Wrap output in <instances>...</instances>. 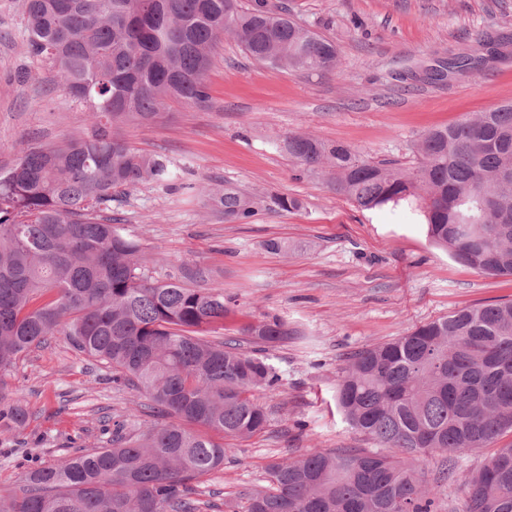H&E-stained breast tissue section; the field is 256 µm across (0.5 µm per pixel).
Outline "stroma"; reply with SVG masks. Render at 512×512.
Listing matches in <instances>:
<instances>
[{
	"label": "stroma",
	"mask_w": 512,
	"mask_h": 512,
	"mask_svg": "<svg viewBox=\"0 0 512 512\" xmlns=\"http://www.w3.org/2000/svg\"><path fill=\"white\" fill-rule=\"evenodd\" d=\"M274 9L333 40L339 64L296 74L254 62L232 38L206 74V105L173 104L150 126H125L135 148L187 165L185 181L228 186L257 203L248 223L208 212L201 198L142 185L113 203L112 219L155 254V279L186 275L193 287L220 288L229 312L224 335L253 351L246 326L278 317L296 329L266 347L279 377L259 400L264 432L225 440L223 469L201 479L202 512L264 485L267 465L324 448L377 450L336 406L351 355L466 306L512 301V276L487 277L435 247L407 209L365 210L336 194L324 174L307 175L282 149L291 134L341 142L362 158L417 166L416 144L431 128L512 100V0H269ZM23 0H0V168L22 142L59 145L80 134L89 114L30 59ZM492 44L480 66L435 82L424 73L478 36ZM279 197L297 199L284 210ZM280 241L284 250L268 244ZM64 337L31 349L9 383L28 402L26 427L0 455V494L28 466L69 448L102 445L107 418L144 400L112 383ZM490 449L462 455L450 481L435 487L436 512H463L459 482Z\"/></svg>",
	"instance_id": "35a3bbf8"
}]
</instances>
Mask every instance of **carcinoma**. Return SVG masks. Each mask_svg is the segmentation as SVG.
Listing matches in <instances>:
<instances>
[{
  "mask_svg": "<svg viewBox=\"0 0 512 512\" xmlns=\"http://www.w3.org/2000/svg\"><path fill=\"white\" fill-rule=\"evenodd\" d=\"M24 2L28 53L91 125L62 146L29 144L0 170V433L29 419L8 387L13 367L56 334L169 421L144 430L114 422L103 446L31 467L0 495V512H199L197 483L224 466V439L265 428L256 393L278 376L258 351L210 338L224 327V291L154 279L153 257L112 223V201L140 185L191 188L174 162L131 148L117 129L150 124L170 101L206 103V72L226 33L252 60L296 72L336 69V45L268 0L244 9L238 0ZM473 68L463 53L434 76ZM283 149L304 171L329 173L360 208L418 213L457 262L512 275L511 100L428 130L412 170L309 135L286 137ZM203 196L229 222L254 213L232 188ZM247 332L260 347L294 334L276 317ZM336 404L396 452L321 449L273 462L242 512H430L424 456L441 454L450 474L462 454L512 433V302L464 307L354 354ZM462 492L464 512H512V446L494 448Z\"/></svg>",
  "mask_w": 512,
  "mask_h": 512,
  "instance_id": "obj_1",
  "label": "carcinoma"
}]
</instances>
